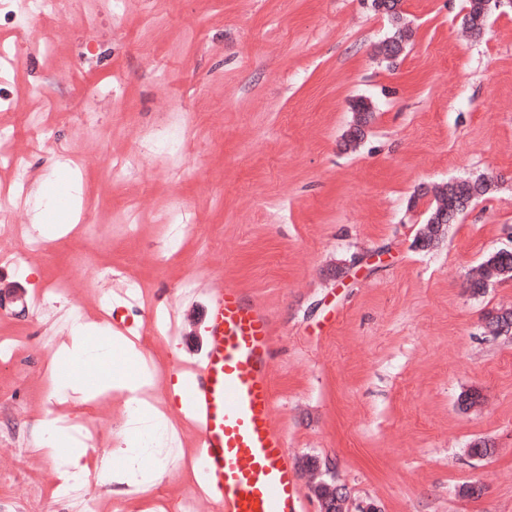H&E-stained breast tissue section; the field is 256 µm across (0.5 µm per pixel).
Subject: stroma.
Returning <instances> with one entry per match:
<instances>
[{
  "mask_svg": "<svg viewBox=\"0 0 512 512\" xmlns=\"http://www.w3.org/2000/svg\"><path fill=\"white\" fill-rule=\"evenodd\" d=\"M465 0H403L414 36L395 61L392 34L371 0H67L55 23L58 66L25 59L0 86V113L18 127L37 119L43 92L57 108V143L30 163L33 189L69 204L79 175L85 237H52L46 251L0 266V289L24 297L64 277L70 287L35 315L0 310V335L18 345L0 364V512H72L65 478L41 425L97 417L82 463L96 474L90 512H154L198 499L190 466L198 435L172 393L206 354L216 290L244 289L270 316L275 412L293 458L303 512L326 479L342 512H512V332L489 335L484 315L512 306V278L480 295L469 280L492 253L512 250V0L492 9L478 37L464 28ZM373 119L358 147L344 136L352 100ZM94 100L101 122L82 114ZM187 128L186 155L167 159L153 140ZM83 150L76 166L67 155ZM126 162L107 180L102 154ZM492 176L428 250L421 188ZM184 212L169 226L173 202ZM90 253L94 265L76 258ZM120 277L99 285L97 268ZM146 299L126 301V283ZM108 336H132L161 410L183 442L159 477L118 494L102 457L127 436L125 397H61L58 356L72 310ZM173 310L179 330L150 332ZM475 392L478 406L460 396ZM488 441L492 453L468 449ZM322 474L305 470V457ZM481 484L480 494L464 486Z\"/></svg>",
  "mask_w": 512,
  "mask_h": 512,
  "instance_id": "obj_1",
  "label": "stroma"
}]
</instances>
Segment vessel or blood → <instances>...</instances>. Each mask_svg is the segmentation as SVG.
<instances>
[{"mask_svg":"<svg viewBox=\"0 0 512 512\" xmlns=\"http://www.w3.org/2000/svg\"><path fill=\"white\" fill-rule=\"evenodd\" d=\"M207 333L204 363L184 388L207 498L219 512H301L275 416L267 313L242 289L227 287L213 296Z\"/></svg>","mask_w":512,"mask_h":512,"instance_id":"vessel-or-blood-1","label":"vessel or blood"}]
</instances>
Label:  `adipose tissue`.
Returning a JSON list of instances; mask_svg holds the SVG:
<instances>
[{
	"mask_svg": "<svg viewBox=\"0 0 512 512\" xmlns=\"http://www.w3.org/2000/svg\"><path fill=\"white\" fill-rule=\"evenodd\" d=\"M71 344L62 357L75 367L72 374L62 378L59 391L62 395L82 393L87 389L84 369H92L98 375H111L112 366L122 353L113 344L101 339L98 329L90 323H75L70 327ZM179 438L170 419L160 413L144 414L135 423V436L125 447L114 449L121 459L120 468L111 472L113 483L120 486L138 487L157 478L156 463Z\"/></svg>",
	"mask_w": 512,
	"mask_h": 512,
	"instance_id": "1",
	"label": "adipose tissue"
}]
</instances>
